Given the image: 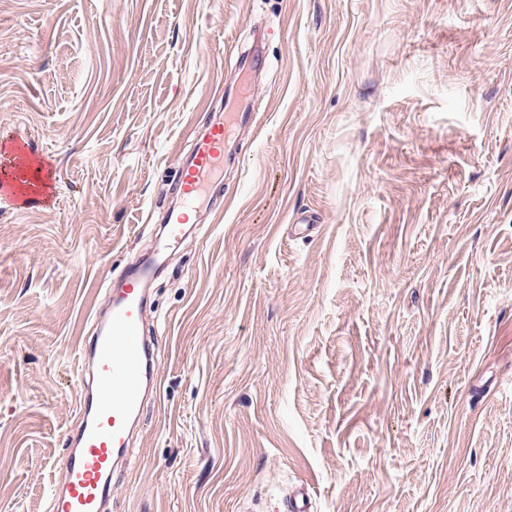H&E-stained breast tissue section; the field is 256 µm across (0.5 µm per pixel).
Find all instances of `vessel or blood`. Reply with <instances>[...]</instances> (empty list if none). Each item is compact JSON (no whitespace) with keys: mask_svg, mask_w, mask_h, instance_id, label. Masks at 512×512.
Returning a JSON list of instances; mask_svg holds the SVG:
<instances>
[{"mask_svg":"<svg viewBox=\"0 0 512 512\" xmlns=\"http://www.w3.org/2000/svg\"><path fill=\"white\" fill-rule=\"evenodd\" d=\"M247 112H229L191 140L187 163L177 171L180 202L167 209L150 257H131L110 288L105 310L95 311V331L78 352L80 373L90 384L82 391L78 422L70 431L63 472L48 491V512H105L112 478L131 453L129 438L148 395L157 390L156 360L144 318L159 269L189 231L210 184L224 172V146ZM53 164L29 140L0 152V194L25 203L51 202Z\"/></svg>","mask_w":512,"mask_h":512,"instance_id":"1","label":"vessel or blood"}]
</instances>
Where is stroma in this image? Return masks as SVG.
<instances>
[{
  "instance_id": "obj_1",
  "label": "stroma",
  "mask_w": 512,
  "mask_h": 512,
  "mask_svg": "<svg viewBox=\"0 0 512 512\" xmlns=\"http://www.w3.org/2000/svg\"><path fill=\"white\" fill-rule=\"evenodd\" d=\"M242 108L112 512H512V0H0V144L57 171L0 202V512H47L104 281Z\"/></svg>"
}]
</instances>
